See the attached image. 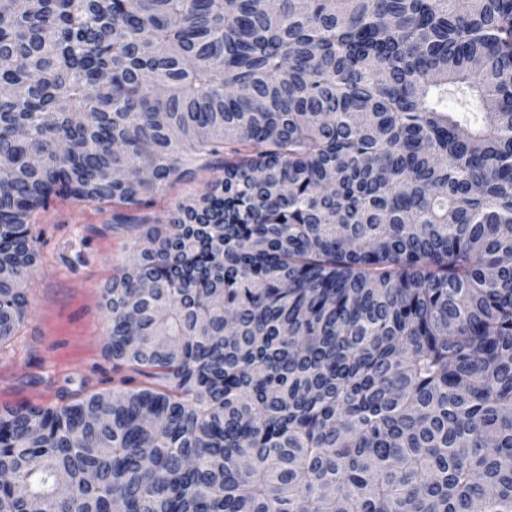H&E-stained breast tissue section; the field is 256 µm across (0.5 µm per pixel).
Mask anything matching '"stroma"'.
<instances>
[{
  "label": "stroma",
  "mask_w": 512,
  "mask_h": 512,
  "mask_svg": "<svg viewBox=\"0 0 512 512\" xmlns=\"http://www.w3.org/2000/svg\"><path fill=\"white\" fill-rule=\"evenodd\" d=\"M215 176L205 171L192 183L166 187L129 213L160 218ZM36 224L40 261L22 280L28 316L17 336L0 347V407H53L119 389L130 374L105 353L101 293L130 261L143 228L113 229L111 208L73 199L52 201L38 212Z\"/></svg>",
  "instance_id": "1"
}]
</instances>
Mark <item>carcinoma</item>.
<instances>
[{"label":"carcinoma","mask_w":512,"mask_h":512,"mask_svg":"<svg viewBox=\"0 0 512 512\" xmlns=\"http://www.w3.org/2000/svg\"><path fill=\"white\" fill-rule=\"evenodd\" d=\"M0 84V344L51 200L224 170L102 291L156 382L1 408L0 512H512V0H0Z\"/></svg>","instance_id":"obj_1"}]
</instances>
